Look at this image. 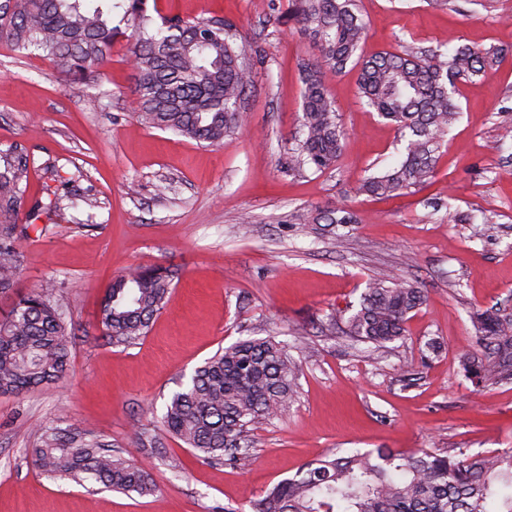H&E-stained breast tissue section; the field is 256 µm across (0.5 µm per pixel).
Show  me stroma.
<instances>
[{"instance_id": "obj_1", "label": "stroma", "mask_w": 512, "mask_h": 512, "mask_svg": "<svg viewBox=\"0 0 512 512\" xmlns=\"http://www.w3.org/2000/svg\"><path fill=\"white\" fill-rule=\"evenodd\" d=\"M356 4L368 26L365 56L446 42L501 51L487 74L457 83L460 116L434 177L390 200L358 188L397 165L405 141L361 98L354 67L325 76L344 132L336 164L290 165L301 65L316 50L283 21L288 0H159L165 13L224 19L256 52L241 103L247 124L216 146L134 120L126 40L114 43L100 87L0 42V156L27 160L18 221L35 227L20 242L18 286L55 279L77 335L65 382L0 395V512H251L267 488L333 451L512 448V383L475 389L459 363L472 312L512 316V138L500 129L512 107V0ZM51 191L96 205L37 209ZM341 205L354 217L345 228L316 233L294 219ZM152 265L175 272L164 310L135 344H109L98 326L106 288ZM383 269L428 291L405 338L373 352L327 335L329 316L357 304ZM274 330L305 345L296 397L254 430L253 457L206 463L165 434L161 417L185 376L221 348ZM431 340L440 347L433 357ZM48 426L101 436L145 462L155 495L43 473L31 450ZM143 430L159 435L163 457L134 447Z\"/></svg>"}]
</instances>
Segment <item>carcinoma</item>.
Segmentation results:
<instances>
[{
    "mask_svg": "<svg viewBox=\"0 0 512 512\" xmlns=\"http://www.w3.org/2000/svg\"><path fill=\"white\" fill-rule=\"evenodd\" d=\"M134 40L136 120L199 143L220 144L245 123L242 96L253 86L252 49L217 18H161L148 14V0H3L0 41L20 53H38L85 84L103 80L112 44L123 35L112 10ZM287 19L299 24L317 50L303 65V138L293 162L324 171L335 165L343 131L328 95L325 72L360 65L358 86L378 115L405 137L399 165L368 177L358 192L390 198L426 183L435 154L457 120L456 82L485 74L499 49L460 46L447 55L424 50L380 52L354 59L367 36L356 0H288ZM27 178L21 158H4L0 171V295L13 292L23 264L19 242L36 230L17 223ZM301 224H349L343 207L296 215ZM173 274L143 267L112 281L100 307L102 335L114 345L146 336L164 309ZM56 281L17 294L0 315V394L21 395L69 373L76 336L55 300ZM427 300L425 289L389 272L371 277L359 307L328 318L326 330L374 348L406 336L409 314ZM472 348L463 352L464 376L475 387L512 380V318L493 310L472 314ZM303 341L273 333L241 339L198 367L166 405L165 430L204 460L235 465L252 456V431L281 414L294 399ZM134 445L154 454L162 443L141 432ZM32 461L41 471L76 483L94 482L118 492L153 495L144 465L109 450L87 433L42 429ZM252 512H512V448L480 454L440 448L403 452L377 448L348 456L326 454L305 463L291 478L267 489Z\"/></svg>",
    "mask_w": 512,
    "mask_h": 512,
    "instance_id": "cac0c4a2",
    "label": "carcinoma"
}]
</instances>
